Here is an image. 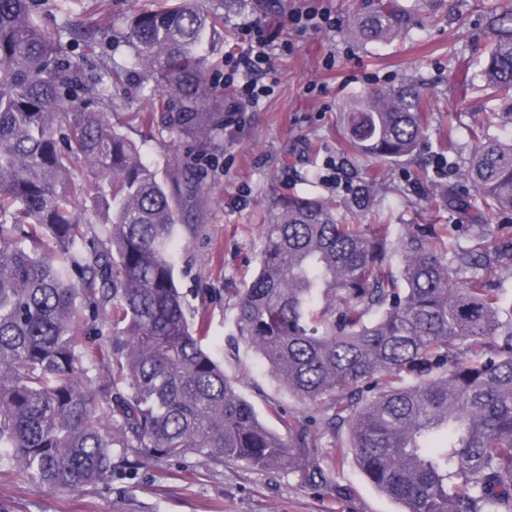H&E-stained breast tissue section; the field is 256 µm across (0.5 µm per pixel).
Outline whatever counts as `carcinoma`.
Wrapping results in <instances>:
<instances>
[{
  "mask_svg": "<svg viewBox=\"0 0 512 512\" xmlns=\"http://www.w3.org/2000/svg\"><path fill=\"white\" fill-rule=\"evenodd\" d=\"M170 0L112 28L131 67L175 98L172 131L206 148L220 128L198 111L206 96L205 45L224 15L260 0ZM360 0L353 34L398 39L433 0ZM37 0H0V467L35 483L83 491L112 477L116 460L203 455L258 470L301 465L267 428L201 342L175 284L177 191L112 128L98 84L79 85L61 37L36 20ZM489 46L457 81L512 125V6L491 13ZM101 29L74 25L89 46ZM428 95L413 78L347 101L340 120L356 154L398 163L426 135ZM100 196L79 208L84 181ZM463 176L481 205L512 212V140L484 139ZM376 179L333 205L299 193L273 199L260 268L239 289L238 339L255 348L296 398L322 408L321 430L348 428L360 471L403 512H512V300L490 283L512 270V225L416 224L392 236L374 210ZM469 214L456 185L441 191ZM120 311L96 361L81 322ZM107 371H102L101 367Z\"/></svg>",
  "mask_w": 512,
  "mask_h": 512,
  "instance_id": "carcinoma-1",
  "label": "carcinoma"
}]
</instances>
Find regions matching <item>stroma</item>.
Segmentation results:
<instances>
[{
	"label": "stroma",
	"instance_id": "35a3bbf8",
	"mask_svg": "<svg viewBox=\"0 0 512 512\" xmlns=\"http://www.w3.org/2000/svg\"><path fill=\"white\" fill-rule=\"evenodd\" d=\"M161 0H110L99 17L103 32L94 50L83 42L64 40L67 58L79 62L84 83H102L114 107L115 130L132 139L160 176L177 175L176 157L196 151L194 138L165 129L159 95L143 75L129 69L122 85L109 84L107 64H127L130 50L108 34L114 21L152 9ZM353 0H288L273 13L229 15L212 35L207 50L206 111H224V64L238 52L240 31L258 23L289 43L276 52L272 92L244 124L225 132L217 148L204 156L189 177L201 191L191 223L201 235L179 241L177 283L189 314L208 320L205 348L221 363L238 392L271 430L287 434L305 428L307 464L318 473L315 483L288 471H260L244 463L218 466L200 455L144 458L140 469L115 472L112 479L83 492L37 484L19 470L0 468V512H402L399 502L379 492L352 458L343 456L346 432L322 433L312 423L315 406L293 397L260 356L235 342L238 291L255 275L261 226L276 193L291 189L329 201L347 198L348 184L364 173H378L383 188L377 210L400 231L408 224H467L469 215L447 203L427 204L439 185L455 182L472 194L462 170L478 149L470 129L484 113L476 94L453 78L452 59L480 60L489 39L486 16L506 0H448L439 24H422L409 35L386 44H362L351 33ZM329 7L336 28L298 33L288 9ZM40 23L57 31L63 23L89 20L88 0H41ZM414 74L428 90L434 115L420 150L425 159L449 153L446 172L431 174L424 185L413 182L416 161L370 163L347 149L339 112L351 97L399 83ZM458 115L455 129L438 122L439 114ZM338 183H331V165Z\"/></svg>",
	"mask_w": 512,
	"mask_h": 512
}]
</instances>
